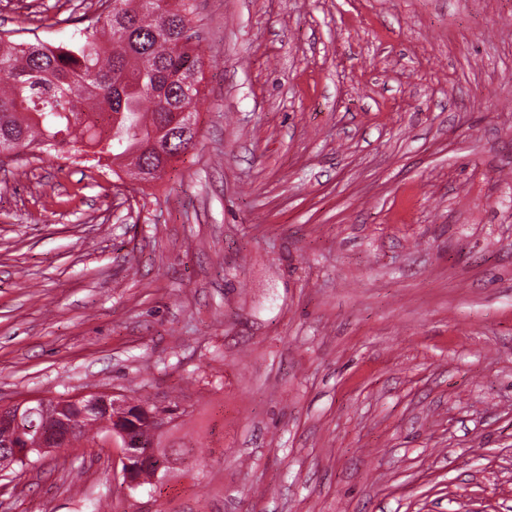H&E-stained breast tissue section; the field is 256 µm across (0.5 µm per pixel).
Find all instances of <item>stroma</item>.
<instances>
[{
  "mask_svg": "<svg viewBox=\"0 0 512 512\" xmlns=\"http://www.w3.org/2000/svg\"><path fill=\"white\" fill-rule=\"evenodd\" d=\"M198 3L161 179L0 164V405L174 401L189 459L133 492L115 449L52 452L0 512H512V0Z\"/></svg>",
  "mask_w": 512,
  "mask_h": 512,
  "instance_id": "1",
  "label": "stroma"
}]
</instances>
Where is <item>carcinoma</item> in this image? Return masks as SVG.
Masks as SVG:
<instances>
[{"instance_id": "obj_1", "label": "carcinoma", "mask_w": 512, "mask_h": 512, "mask_svg": "<svg viewBox=\"0 0 512 512\" xmlns=\"http://www.w3.org/2000/svg\"><path fill=\"white\" fill-rule=\"evenodd\" d=\"M105 8L68 44L17 42L0 33V153L20 159L51 151L64 160L83 156L114 165L113 175L141 163L160 166L147 150L164 115L196 108L202 62L192 31L196 0H102ZM134 437L161 441L147 413L181 418L178 404L138 400ZM71 436L64 447L107 434L97 418L76 409L65 415ZM132 464L142 484L162 479L150 456Z\"/></svg>"}]
</instances>
